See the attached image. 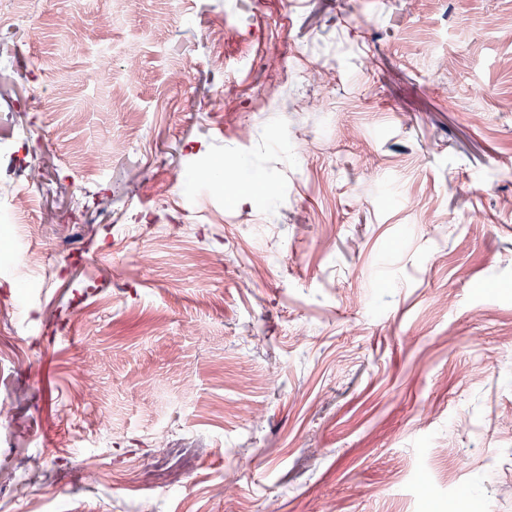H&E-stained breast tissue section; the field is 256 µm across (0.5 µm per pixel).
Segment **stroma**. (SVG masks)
<instances>
[{"label":"stroma","mask_w":512,"mask_h":512,"mask_svg":"<svg viewBox=\"0 0 512 512\" xmlns=\"http://www.w3.org/2000/svg\"><path fill=\"white\" fill-rule=\"evenodd\" d=\"M0 14V512H512V0Z\"/></svg>","instance_id":"obj_1"}]
</instances>
